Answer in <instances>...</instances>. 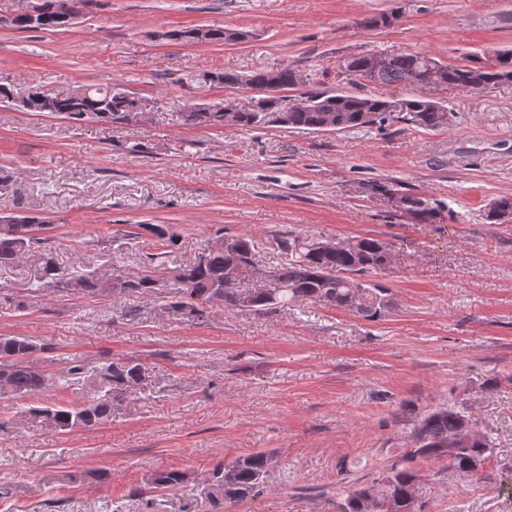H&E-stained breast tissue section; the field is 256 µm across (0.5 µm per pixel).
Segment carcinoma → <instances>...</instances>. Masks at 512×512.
Returning <instances> with one entry per match:
<instances>
[{
    "instance_id": "1",
    "label": "carcinoma",
    "mask_w": 512,
    "mask_h": 512,
    "mask_svg": "<svg viewBox=\"0 0 512 512\" xmlns=\"http://www.w3.org/2000/svg\"><path fill=\"white\" fill-rule=\"evenodd\" d=\"M86 0H39L38 21H28V15L17 17L14 27L22 31L49 30L65 27L57 11L64 3L69 10L80 8ZM196 29L172 30L167 37L172 41L220 43L240 37L222 26H210L209 35L201 38ZM384 65L375 72L369 83L380 88L370 95L333 94L308 91L309 105L303 110L288 111V96L261 95L254 109L225 114L216 105L192 104L184 113L186 123L194 126L222 125L228 121L245 129L263 128L277 124L288 129H307L323 132L380 129L394 123L426 131H438L450 125L452 113L441 101L421 95L402 100L389 94L391 88H403L408 77L417 75L420 82L437 79L444 90L472 88L476 81L483 89L512 83V49L499 50L492 57L496 63L487 65L488 58L471 55L464 64H447L424 52L412 54H384ZM368 66V55L356 54L347 58L343 69L356 78ZM258 88L273 86L280 91L297 89L304 83L317 84L320 75L313 72L303 78L289 65L276 70L249 73ZM241 75L204 73L196 81L228 88L239 86ZM42 92L28 91V112L49 113L81 123L87 119L116 127L130 125L139 98L117 86H90L79 95L58 98L47 110L40 103ZM401 111H394L397 103ZM370 190L387 192L396 199L397 206L419 217L431 212L426 201L414 194L401 191L390 183H374ZM47 229L45 221L34 215L11 212L0 219V268L18 263L25 251L43 238L35 232ZM144 229L155 237L152 245L166 248L176 245L174 235L160 225L146 224ZM321 240L290 234L275 240L279 261L270 267L271 283L267 288H241L259 271L254 244L244 236L227 237L207 245L199 260L181 267L176 279L181 288L168 302L172 311L196 315L202 307L221 304L228 310H248L263 314L284 306L305 304L342 309L357 314L364 320L376 321L385 315L391 302L387 289L364 280L367 274L386 272L393 268L405 248L374 237H355L338 241L332 250L320 248ZM145 270L122 275L110 283L100 281L88 271L61 269L49 250L43 253L42 267L34 276L30 291L39 293L48 287L74 290L87 294L121 291L129 294H155L160 279L152 264L154 254L146 255ZM48 349L20 336H0V398H33L49 386L51 377L33 363V355ZM147 368L134 360L113 361L104 367L89 366L74 361L65 372L64 384L72 385L96 376L100 394L85 407L56 406L36 408L29 406L25 413L41 418L62 430L93 428L112 417L114 390L125 386L136 388L146 380ZM490 434L466 411L456 405H444L427 411L417 420L413 430V446L402 457L389 464L372 483L344 497L338 504L339 512H422L416 494V482L422 477L423 464L438 462L460 477H473L492 457ZM271 458L262 452L241 455L232 463L215 470L211 479L212 495L224 512L236 503L259 493ZM187 481L180 470L159 472L152 477L149 487L137 492L145 500V509L154 510L157 491L179 489Z\"/></svg>"
}]
</instances>
